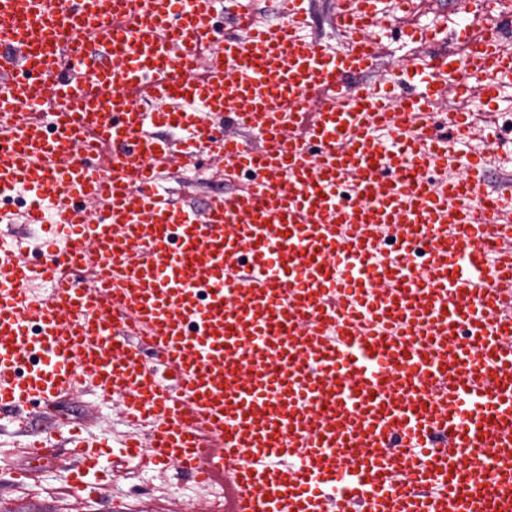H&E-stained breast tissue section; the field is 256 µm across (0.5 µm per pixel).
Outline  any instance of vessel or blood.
Returning <instances> with one entry per match:
<instances>
[{"instance_id":"vessel-or-blood-1","label":"vessel or blood","mask_w":512,"mask_h":512,"mask_svg":"<svg viewBox=\"0 0 512 512\" xmlns=\"http://www.w3.org/2000/svg\"><path fill=\"white\" fill-rule=\"evenodd\" d=\"M304 2L257 28L253 0H112L108 14L0 0V199L25 197L26 223L63 233L52 263H28L0 208V405L123 393L129 421L156 422L149 463L224 485L228 512H332L334 485L333 512H512V342L489 322L497 297L475 289L478 253L442 235L511 234L512 186L478 160L445 190L424 177L467 132L475 92L441 80L460 55L405 74L400 98L350 85L382 52L363 36L378 0H337L352 45L336 53L304 35ZM487 62L512 73L511 50L488 45L473 64ZM169 100L177 111H156ZM441 101L457 120L422 152L396 115ZM190 140L251 173L250 190L199 209L161 192ZM481 194L495 203L479 213ZM379 224L399 225V254L429 238L427 281L384 262L339 285L333 257L373 256ZM367 310L400 321L382 338ZM346 455L359 465L343 473Z\"/></svg>"}]
</instances>
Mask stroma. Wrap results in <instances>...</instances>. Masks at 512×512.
<instances>
[{
	"label": "stroma",
	"instance_id": "stroma-1",
	"mask_svg": "<svg viewBox=\"0 0 512 512\" xmlns=\"http://www.w3.org/2000/svg\"><path fill=\"white\" fill-rule=\"evenodd\" d=\"M220 163H209L208 177L196 183L184 178L185 160L174 154L167 166L163 188L177 199L203 206L215 193L226 192ZM121 405L104 399L86 388L49 403L34 405L27 427L16 430L8 412L0 413V512H119L122 498L143 502L147 512H181L177 499L157 503L147 483L133 481L115 485L114 470L126 459L123 448L112 441V420L121 416ZM77 432L93 442L98 452L95 469L84 472L86 486L79 496L67 492L61 477L76 461L67 443L69 432ZM52 436L55 450L35 465L36 479L25 484L14 483L10 473L32 466L25 454L14 451L13 443Z\"/></svg>",
	"mask_w": 512,
	"mask_h": 512
}]
</instances>
